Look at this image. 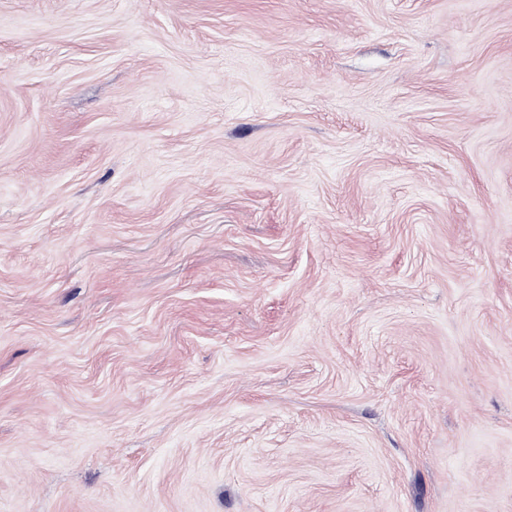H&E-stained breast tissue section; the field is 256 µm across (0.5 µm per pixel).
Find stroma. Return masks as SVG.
I'll return each instance as SVG.
<instances>
[{
    "mask_svg": "<svg viewBox=\"0 0 512 512\" xmlns=\"http://www.w3.org/2000/svg\"><path fill=\"white\" fill-rule=\"evenodd\" d=\"M0 512H512V0H0Z\"/></svg>",
    "mask_w": 512,
    "mask_h": 512,
    "instance_id": "1",
    "label": "stroma"
}]
</instances>
